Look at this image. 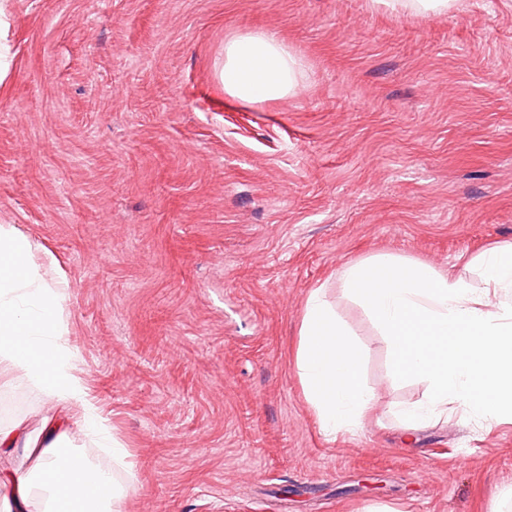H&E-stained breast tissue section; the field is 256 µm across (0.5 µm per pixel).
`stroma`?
<instances>
[{
  "mask_svg": "<svg viewBox=\"0 0 512 512\" xmlns=\"http://www.w3.org/2000/svg\"><path fill=\"white\" fill-rule=\"evenodd\" d=\"M305 87L243 105L235 33ZM0 224L58 260L74 362L134 475L122 512H512V421L406 436L389 344L333 277L380 253L445 269L512 244V0H0ZM377 405L325 434L296 366L312 288ZM46 413L21 374L0 428ZM384 3L394 13H412L416 15H433L448 12L451 0H376ZM219 80L226 97L243 104H263L296 95L308 75L285 41L274 33L255 30L225 41Z\"/></svg>",
  "mask_w": 512,
  "mask_h": 512,
  "instance_id": "35a3bbf8",
  "label": "stroma"
}]
</instances>
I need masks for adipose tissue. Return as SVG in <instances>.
Returning a JSON list of instances; mask_svg holds the SVG:
<instances>
[{"instance_id": "ef3b65f1", "label": "adipose tissue", "mask_w": 512, "mask_h": 512, "mask_svg": "<svg viewBox=\"0 0 512 512\" xmlns=\"http://www.w3.org/2000/svg\"><path fill=\"white\" fill-rule=\"evenodd\" d=\"M224 94L243 104L296 95L308 75L276 34L255 30L224 43L219 71ZM484 278L476 290L456 270L379 255L336 271L343 295L358 301L386 336L393 369L425 376L427 401L400 407L406 429L455 408L493 423L512 420V245H491L475 257ZM51 252L35 258L30 239L0 224V381L20 370L44 392L52 420L33 436L23 426L0 428V481L12 487L0 512H28L40 492L42 512H119L125 489L101 465L59 443L69 434L91 439L124 460L83 378L71 363L64 295L53 278ZM297 367L305 395L326 432L358 427L375 394L361 380L362 351L337 318L325 287L307 299Z\"/></svg>"}]
</instances>
